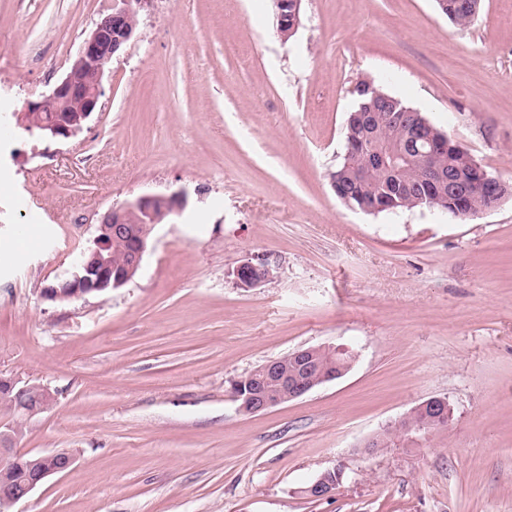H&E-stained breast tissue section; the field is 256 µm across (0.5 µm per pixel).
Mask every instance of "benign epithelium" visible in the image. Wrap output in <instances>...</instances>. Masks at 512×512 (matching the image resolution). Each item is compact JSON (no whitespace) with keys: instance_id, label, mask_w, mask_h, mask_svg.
<instances>
[{"instance_id":"obj_1","label":"benign epithelium","mask_w":512,"mask_h":512,"mask_svg":"<svg viewBox=\"0 0 512 512\" xmlns=\"http://www.w3.org/2000/svg\"><path fill=\"white\" fill-rule=\"evenodd\" d=\"M151 0H118L112 11L95 23L94 28L84 39L78 56L55 84L52 90L24 103L23 111L16 114L19 121L35 113L45 112L47 116L39 123L41 139L48 143L68 139L79 133L93 112L103 94V78L112 62L135 36L138 16ZM302 0H274L277 31L284 40L288 34L296 33L299 25V8ZM363 128L374 137V149L366 165L355 168L353 177L363 180L373 167L384 165L396 158L388 157L382 151L383 142L377 139L374 113L362 116ZM407 147L400 153L405 160H421L429 155L448 150L451 146L463 147L452 141L448 134L437 129L424 116L411 114L406 124ZM479 176L474 182L473 194L479 197L488 189L492 197L501 201L512 196V186L492 176L480 164L476 165ZM426 182L431 186L430 195L425 198L428 208L438 206L448 210V196L454 194V187L448 182L443 171L426 169ZM183 194L146 195L120 207L105 212L96 225V235L92 244L83 250L75 261L70 274L42 290L45 299L54 302H67L89 294H100L120 288L133 279L138 272L147 248L148 238L154 226L160 222L157 209L163 204L166 213L173 214L184 206ZM124 240L127 244L128 260L116 266L112 263V243ZM274 268L268 261L258 263L246 261L238 265L231 275L235 283L244 288H256L273 278ZM321 346L298 348L288 354V362L296 368V373L284 383L282 391L272 395L266 388V381L280 377V359L261 365L260 376L249 380L241 378L233 383L232 394L240 401L239 409L245 414H255L296 400L312 390L344 376L350 366L346 365L330 373L315 372V358ZM249 384L248 392L241 393L243 384ZM0 389L17 394H35L40 406L24 409L27 417L34 416L49 406L53 397L48 389L23 382L12 376H0ZM451 415L448 401L432 397L401 417L394 426L400 428L401 442L418 444L446 424ZM20 428L0 423V512H12L13 506L27 498L36 488L51 477L68 472L74 458L61 451L58 456L62 464L46 467L40 458H25L26 452L16 447V436ZM21 465L33 472V476L20 486H14L13 471ZM310 499H329L336 494V481L325 472L302 489Z\"/></svg>"}]
</instances>
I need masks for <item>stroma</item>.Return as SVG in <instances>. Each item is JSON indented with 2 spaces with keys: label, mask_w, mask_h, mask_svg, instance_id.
Masks as SVG:
<instances>
[{
  "label": "stroma",
  "mask_w": 512,
  "mask_h": 512,
  "mask_svg": "<svg viewBox=\"0 0 512 512\" xmlns=\"http://www.w3.org/2000/svg\"><path fill=\"white\" fill-rule=\"evenodd\" d=\"M112 5L0 0V372L54 396L18 447L75 458L16 512H512V198L367 214L329 177L365 78L512 184V0L464 31L435 0H302L286 41L272 0H152L83 130L31 139L15 112ZM177 191L129 283L42 299L103 213ZM256 257L276 278L236 287ZM318 345L352 369L239 412L233 380ZM432 397L447 428L364 454ZM336 478L333 480L330 471L325 472L303 488L302 493L310 499L323 500L336 494Z\"/></svg>",
  "instance_id": "35a3bbf8"
}]
</instances>
